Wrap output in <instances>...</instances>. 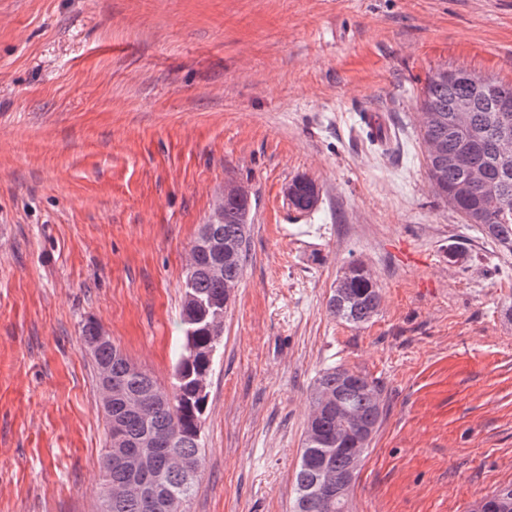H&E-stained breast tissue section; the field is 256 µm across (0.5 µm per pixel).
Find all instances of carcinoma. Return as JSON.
Returning <instances> with one entry per match:
<instances>
[{"label":"carcinoma","mask_w":512,"mask_h":512,"mask_svg":"<svg viewBox=\"0 0 512 512\" xmlns=\"http://www.w3.org/2000/svg\"><path fill=\"white\" fill-rule=\"evenodd\" d=\"M485 80L497 100L512 104V83L472 72L448 82L444 70L427 75L417 102L422 143L439 145L426 154L432 191L467 224H475L501 251L512 255V167L497 162L496 140L488 131L494 119L512 127L511 112H490L491 101H474L466 124L457 128L451 109L471 95L469 79ZM457 164L448 166V156ZM479 168L484 181L463 193L467 173ZM299 198L295 210L312 212L318 185L307 176L293 179ZM248 194L224 195L216 223L201 226L190 250L183 282L184 342L171 387L163 389L130 361L102 329L85 323L82 342L91 351L98 375H107L112 412L105 413L109 448L100 466L103 492L98 512H187L203 472V416L208 391L200 379L209 375L221 344L224 312L247 262ZM222 271L214 272L215 265ZM381 292L370 274L340 275L327 303L334 318L354 326L368 323L378 312ZM381 390L367 376L342 367L322 371L313 388L307 428L294 475L293 512H348L354 483L374 433L382 420ZM144 454L149 483L142 484L125 465L136 450Z\"/></svg>","instance_id":"carcinoma-1"}]
</instances>
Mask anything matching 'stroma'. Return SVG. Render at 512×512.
Wrapping results in <instances>:
<instances>
[{
	"mask_svg": "<svg viewBox=\"0 0 512 512\" xmlns=\"http://www.w3.org/2000/svg\"><path fill=\"white\" fill-rule=\"evenodd\" d=\"M437 69L512 83V0H0V512H97L82 327L169 387L229 184L249 251L190 512H291L333 365L382 392L350 512H469L512 482V257L431 190L416 104ZM301 175L309 214L284 196ZM352 262L381 288L360 327L326 312ZM291 182L297 184L299 194L294 209L300 213L312 212L319 200L320 189L316 182L307 176L296 177Z\"/></svg>",
	"mask_w": 512,
	"mask_h": 512,
	"instance_id": "1",
	"label": "stroma"
}]
</instances>
